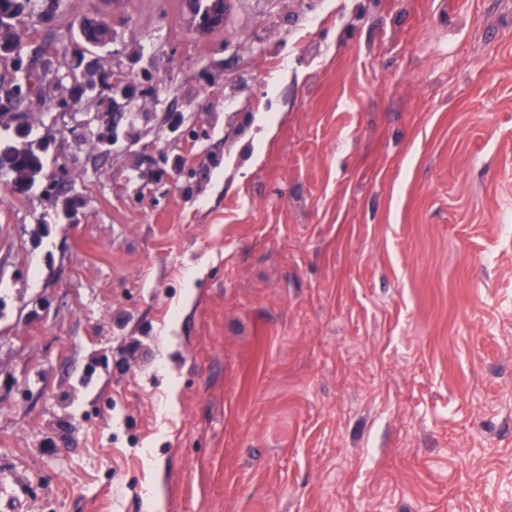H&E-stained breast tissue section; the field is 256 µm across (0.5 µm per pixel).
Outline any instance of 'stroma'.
Returning <instances> with one entry per match:
<instances>
[{
  "instance_id": "1",
  "label": "stroma",
  "mask_w": 512,
  "mask_h": 512,
  "mask_svg": "<svg viewBox=\"0 0 512 512\" xmlns=\"http://www.w3.org/2000/svg\"><path fill=\"white\" fill-rule=\"evenodd\" d=\"M62 11L137 91L0 177V512H512V0ZM210 1V0H201ZM212 0L210 6V19L203 22L198 15V4L196 0H180L183 11L189 16L191 23L200 31H209L212 28L220 27L227 21V3L228 0ZM99 23L98 29L94 32H89L83 36V42L89 46V48L82 46L81 51L85 58H91L97 60L96 55L91 51L90 48H104L112 42V29L110 26L101 19H96Z\"/></svg>"
}]
</instances>
